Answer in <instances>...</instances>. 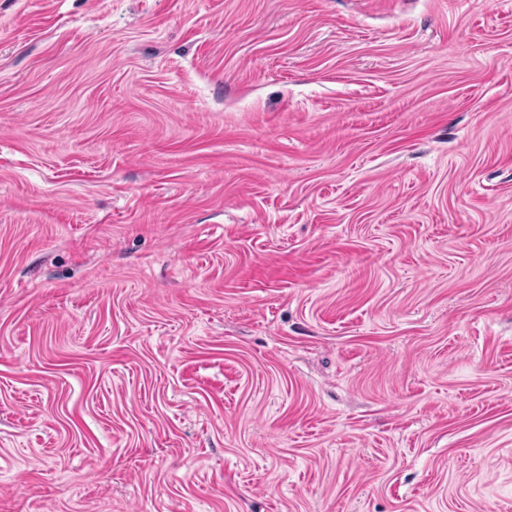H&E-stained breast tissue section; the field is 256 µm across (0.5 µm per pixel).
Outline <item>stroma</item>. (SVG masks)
<instances>
[{
	"mask_svg": "<svg viewBox=\"0 0 512 512\" xmlns=\"http://www.w3.org/2000/svg\"><path fill=\"white\" fill-rule=\"evenodd\" d=\"M0 512H512V0H0Z\"/></svg>",
	"mask_w": 512,
	"mask_h": 512,
	"instance_id": "35a3bbf8",
	"label": "stroma"
}]
</instances>
